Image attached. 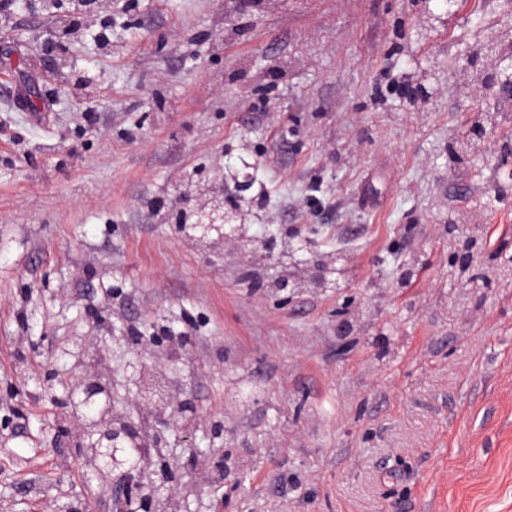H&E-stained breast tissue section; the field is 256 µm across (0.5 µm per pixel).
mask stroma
Here are the masks:
<instances>
[{"label":"stroma","instance_id":"1","mask_svg":"<svg viewBox=\"0 0 512 512\" xmlns=\"http://www.w3.org/2000/svg\"><path fill=\"white\" fill-rule=\"evenodd\" d=\"M70 14L0 13V506L100 512L61 404L93 364L153 419L128 364L186 335L176 512H512V0ZM243 179L256 267L178 225Z\"/></svg>","mask_w":512,"mask_h":512}]
</instances>
